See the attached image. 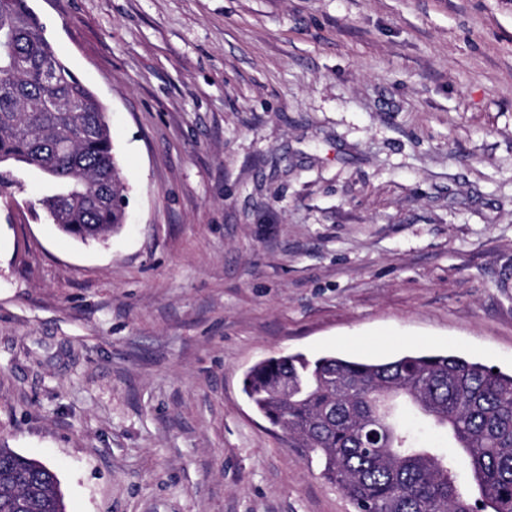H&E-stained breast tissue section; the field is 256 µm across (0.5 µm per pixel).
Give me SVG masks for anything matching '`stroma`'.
Returning a JSON list of instances; mask_svg holds the SVG:
<instances>
[{"label":"stroma","mask_w":512,"mask_h":512,"mask_svg":"<svg viewBox=\"0 0 512 512\" xmlns=\"http://www.w3.org/2000/svg\"><path fill=\"white\" fill-rule=\"evenodd\" d=\"M126 222L0 198V446L66 512H354L248 403L280 354L512 372V0H28Z\"/></svg>","instance_id":"obj_1"}]
</instances>
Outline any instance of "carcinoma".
<instances>
[{
    "mask_svg": "<svg viewBox=\"0 0 512 512\" xmlns=\"http://www.w3.org/2000/svg\"><path fill=\"white\" fill-rule=\"evenodd\" d=\"M0 197L41 173L44 219L78 241L125 223L128 184L104 106L59 59L28 0H0ZM53 66L54 80L41 79ZM291 386L288 404L277 397ZM244 391L270 421L283 418L291 447L318 456L355 512H512V373L454 354L410 352L390 361L288 354L254 365ZM407 394L448 449L419 445L392 400ZM473 488L463 487L456 452ZM0 512H65L47 465L0 447Z\"/></svg>",
    "mask_w": 512,
    "mask_h": 512,
    "instance_id": "cac0c4a2",
    "label": "carcinoma"
}]
</instances>
